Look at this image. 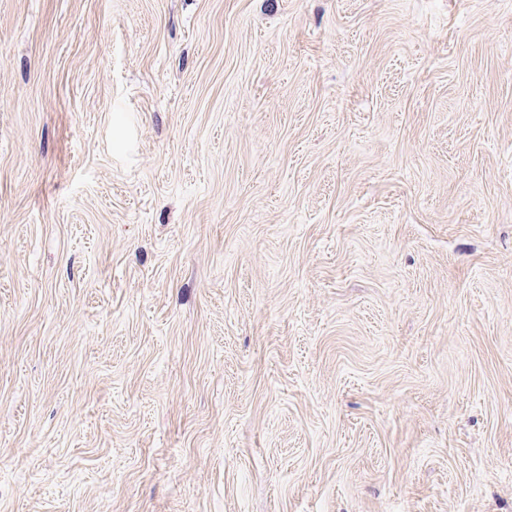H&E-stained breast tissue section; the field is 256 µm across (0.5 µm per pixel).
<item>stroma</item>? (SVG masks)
<instances>
[{"label":"stroma","mask_w":512,"mask_h":512,"mask_svg":"<svg viewBox=\"0 0 512 512\" xmlns=\"http://www.w3.org/2000/svg\"><path fill=\"white\" fill-rule=\"evenodd\" d=\"M0 512H512V0H0Z\"/></svg>","instance_id":"35a3bbf8"}]
</instances>
